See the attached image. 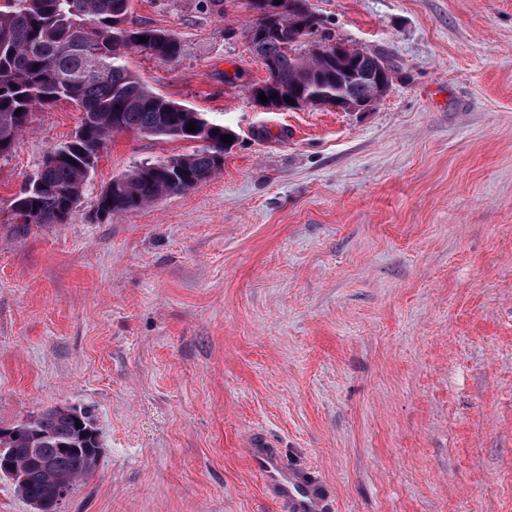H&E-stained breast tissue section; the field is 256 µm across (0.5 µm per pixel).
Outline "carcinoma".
I'll return each instance as SVG.
<instances>
[{"mask_svg": "<svg viewBox=\"0 0 512 512\" xmlns=\"http://www.w3.org/2000/svg\"><path fill=\"white\" fill-rule=\"evenodd\" d=\"M132 0H5L0 6V156H6L34 112L67 100L81 112L73 139L54 146L42 167L11 202L19 224H66L79 202L84 183L100 161L112 136L143 132L156 136L203 140L199 150L178 156L181 165L154 170L139 165L99 196L103 216L144 209L161 198L186 193L224 167L221 136L229 129L205 114L177 104L145 86L125 64L130 51L173 62L182 54L176 34L129 21ZM283 14L278 26L251 18L246 35L252 52L275 67L263 80L281 98L290 93L336 95L342 73L336 65L285 50L281 35L297 34ZM146 41H139V37ZM194 131H187L188 125ZM14 428L23 433L12 443L28 482L24 499L59 494L58 484L42 477L45 462L69 486L96 467L92 455L76 441L70 414L56 407ZM37 448L39 452L29 453Z\"/></svg>", "mask_w": 512, "mask_h": 512, "instance_id": "cac0c4a2", "label": "carcinoma"}]
</instances>
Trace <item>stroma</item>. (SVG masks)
<instances>
[{"mask_svg": "<svg viewBox=\"0 0 512 512\" xmlns=\"http://www.w3.org/2000/svg\"><path fill=\"white\" fill-rule=\"evenodd\" d=\"M310 4L390 67L371 109L256 106L245 0H132L183 53L128 67L235 132L223 170L102 216L198 148L118 135L68 223L16 224L78 112L0 159V427L77 407L103 448L61 512H282L253 442L328 512H512V0Z\"/></svg>", "mask_w": 512, "mask_h": 512, "instance_id": "stroma-1", "label": "stroma"}]
</instances>
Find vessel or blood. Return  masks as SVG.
Returning a JSON list of instances; mask_svg holds the SVG:
<instances>
[{"mask_svg":"<svg viewBox=\"0 0 512 512\" xmlns=\"http://www.w3.org/2000/svg\"><path fill=\"white\" fill-rule=\"evenodd\" d=\"M248 456L263 486L280 500L286 512H323L325 502L316 489L288 469L277 452L255 447Z\"/></svg>","mask_w":512,"mask_h":512,"instance_id":"vessel-or-blood-1","label":"vessel or blood"}]
</instances>
